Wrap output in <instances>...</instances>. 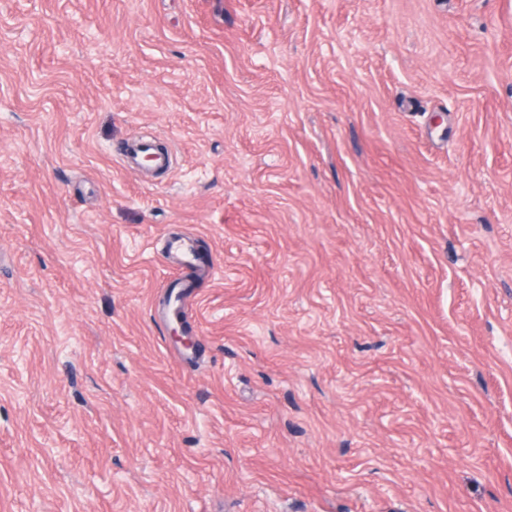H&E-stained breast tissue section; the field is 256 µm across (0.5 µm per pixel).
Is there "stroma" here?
Listing matches in <instances>:
<instances>
[{
    "instance_id": "obj_1",
    "label": "stroma",
    "mask_w": 512,
    "mask_h": 512,
    "mask_svg": "<svg viewBox=\"0 0 512 512\" xmlns=\"http://www.w3.org/2000/svg\"><path fill=\"white\" fill-rule=\"evenodd\" d=\"M0 512H512V0H0ZM170 249L177 250V255L179 257L177 264L179 274L176 280H179L184 287L191 286L194 282L195 276L199 273L192 250L186 247L184 243L179 240L172 241Z\"/></svg>"
}]
</instances>
